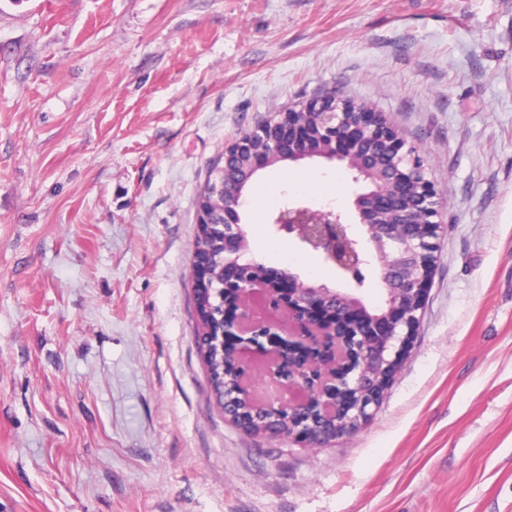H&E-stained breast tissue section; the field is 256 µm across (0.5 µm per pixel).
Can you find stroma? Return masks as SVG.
<instances>
[{"label": "stroma", "instance_id": "35a3bbf8", "mask_svg": "<svg viewBox=\"0 0 512 512\" xmlns=\"http://www.w3.org/2000/svg\"><path fill=\"white\" fill-rule=\"evenodd\" d=\"M419 147L442 228L373 418L238 428L192 297L222 149L326 95ZM308 174L296 192L295 172ZM344 207L320 160L251 182ZM246 206L251 255L336 273ZM0 512H512V0H17L0 13Z\"/></svg>", "mask_w": 512, "mask_h": 512}]
</instances>
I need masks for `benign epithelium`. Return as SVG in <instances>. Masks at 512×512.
Listing matches in <instances>:
<instances>
[{
    "instance_id": "7a95c632",
    "label": "benign epithelium",
    "mask_w": 512,
    "mask_h": 512,
    "mask_svg": "<svg viewBox=\"0 0 512 512\" xmlns=\"http://www.w3.org/2000/svg\"><path fill=\"white\" fill-rule=\"evenodd\" d=\"M317 113V125L301 121ZM258 140L225 147L212 176L224 191V223L211 228L224 251L193 265L194 285H213L221 323L214 343L230 351V412L260 414L279 436L327 445L356 432L400 368L414 336L429 280L442 197L420 149L385 118L352 98L313 99L257 129ZM345 166L358 188L349 211L291 200L272 229L354 284L336 288L288 269L253 276L255 261L238 208L254 175L279 161ZM364 228L358 235L355 226ZM376 265L382 301L365 302L364 271Z\"/></svg>"
}]
</instances>
